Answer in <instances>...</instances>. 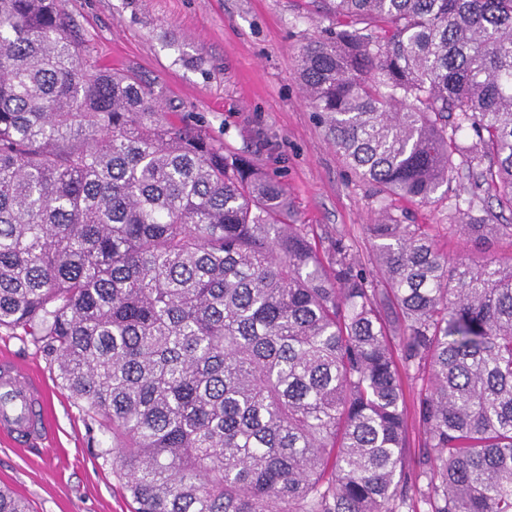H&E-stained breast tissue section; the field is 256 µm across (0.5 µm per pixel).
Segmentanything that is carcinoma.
Returning <instances> with one entry per match:
<instances>
[{"label": "carcinoma", "instance_id": "obj_1", "mask_svg": "<svg viewBox=\"0 0 512 512\" xmlns=\"http://www.w3.org/2000/svg\"><path fill=\"white\" fill-rule=\"evenodd\" d=\"M297 76L385 287L287 190L91 65L62 0H0V328L112 431L135 512H512V261L441 251L393 200L512 213V0H320ZM420 383L414 468L404 384ZM426 507L422 511L419 506Z\"/></svg>", "mask_w": 512, "mask_h": 512}]
</instances>
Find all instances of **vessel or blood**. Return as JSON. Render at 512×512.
<instances>
[{"mask_svg": "<svg viewBox=\"0 0 512 512\" xmlns=\"http://www.w3.org/2000/svg\"><path fill=\"white\" fill-rule=\"evenodd\" d=\"M43 382L10 358H0V436L15 447L41 449L53 431Z\"/></svg>", "mask_w": 512, "mask_h": 512, "instance_id": "b4317fda", "label": "vessel or blood"}]
</instances>
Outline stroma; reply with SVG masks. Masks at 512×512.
I'll list each match as a JSON object with an SVG mask.
<instances>
[{"instance_id": "obj_1", "label": "stroma", "mask_w": 512, "mask_h": 512, "mask_svg": "<svg viewBox=\"0 0 512 512\" xmlns=\"http://www.w3.org/2000/svg\"><path fill=\"white\" fill-rule=\"evenodd\" d=\"M63 7L90 62L137 72L189 124L273 173L299 223L328 240L345 236L360 267L380 278L365 229L376 202L296 78L300 48L328 24L311 0H63ZM404 209L448 254L478 252L451 231L452 200ZM1 353L44 380L54 450L0 442V485H11L30 512H134L112 466L111 433L83 412L39 344L2 329Z\"/></svg>"}]
</instances>
